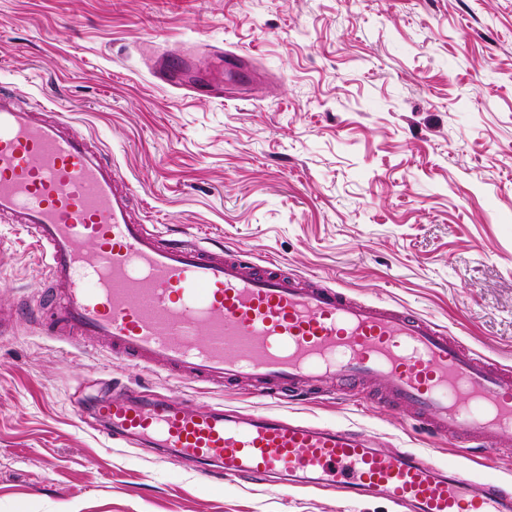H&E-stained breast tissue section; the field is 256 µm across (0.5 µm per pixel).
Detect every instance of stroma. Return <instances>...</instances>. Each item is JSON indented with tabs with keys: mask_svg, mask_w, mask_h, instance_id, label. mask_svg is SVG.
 I'll return each mask as SVG.
<instances>
[{
	"mask_svg": "<svg viewBox=\"0 0 512 512\" xmlns=\"http://www.w3.org/2000/svg\"><path fill=\"white\" fill-rule=\"evenodd\" d=\"M163 53L199 93L155 81ZM0 90L88 137L148 230L405 306L512 368V0H0ZM47 283L0 223V512H397L202 480L82 417L114 391L349 426L512 490V456L429 433L382 379L265 400L45 336Z\"/></svg>",
	"mask_w": 512,
	"mask_h": 512,
	"instance_id": "1",
	"label": "stroma"
}]
</instances>
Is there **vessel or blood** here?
Returning <instances> with one entry per match:
<instances>
[{
    "label": "vessel or blood",
    "mask_w": 512,
    "mask_h": 512,
    "mask_svg": "<svg viewBox=\"0 0 512 512\" xmlns=\"http://www.w3.org/2000/svg\"><path fill=\"white\" fill-rule=\"evenodd\" d=\"M43 104L0 93V218L39 244L60 294L50 336L103 340L110 353L195 385L251 381L260 397L386 379L387 399L437 436L512 447V370L403 306L307 282L275 261L165 239L135 223L128 182ZM93 288H85V281ZM108 435L176 449L201 478L289 484L408 512H512L501 485L382 451L360 431L274 414L187 410L162 398L108 396L92 408Z\"/></svg>",
    "instance_id": "b4317fda"
}]
</instances>
